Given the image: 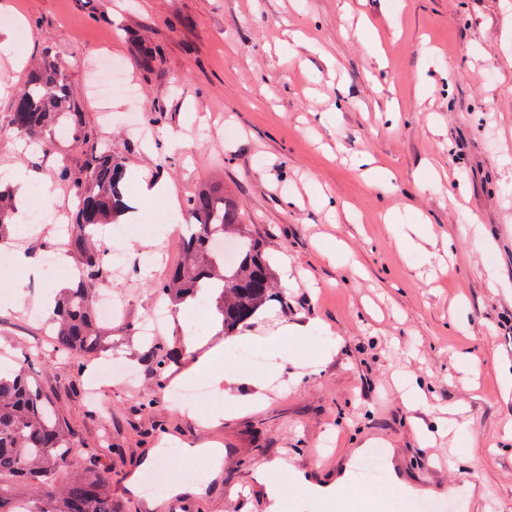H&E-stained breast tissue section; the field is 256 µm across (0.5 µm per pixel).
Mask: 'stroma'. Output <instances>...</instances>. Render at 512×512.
Segmentation results:
<instances>
[{
	"mask_svg": "<svg viewBox=\"0 0 512 512\" xmlns=\"http://www.w3.org/2000/svg\"><path fill=\"white\" fill-rule=\"evenodd\" d=\"M18 26L22 37L0 48V181L21 189L13 224L64 208L61 170L87 160L73 137L44 152L9 125L30 65L50 60L99 146L124 160L135 221L151 227L115 244L127 264L106 287L127 316L110 342L137 379L113 383L102 409L24 316L56 285L41 265L51 233H28L16 251L24 270L0 275L13 298L0 306V363L40 341V381L58 410L89 446L112 445L114 512H332L303 484L342 476L382 512L410 499L512 512V441L502 439L512 398L499 379L512 365V0H0V28ZM101 55L136 90L106 111L84 67ZM358 152L393 173L388 195L353 170ZM145 180L165 196H144ZM211 184L239 204L273 275L287 265L296 278L285 305L262 307L243 329L261 364L225 352L220 368L241 374L216 399L217 419L155 392L143 343L125 332L179 258L187 200ZM390 210L427 217L433 238L397 243ZM333 239L348 252L327 257ZM403 378L426 392L424 409L403 404ZM370 440L411 495L385 502L356 479ZM192 448L202 480L137 497L148 472L182 468Z\"/></svg>",
	"mask_w": 512,
	"mask_h": 512,
	"instance_id": "1",
	"label": "stroma"
}]
</instances>
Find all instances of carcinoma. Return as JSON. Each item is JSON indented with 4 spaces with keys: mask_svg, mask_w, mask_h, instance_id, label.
<instances>
[{
    "mask_svg": "<svg viewBox=\"0 0 512 512\" xmlns=\"http://www.w3.org/2000/svg\"><path fill=\"white\" fill-rule=\"evenodd\" d=\"M11 128L47 151L52 135L67 130L74 139L91 144L84 169L61 171L78 199L76 223L71 225L67 254L75 262L76 282L55 297L49 321L56 352L85 361L108 348L107 333L97 320L95 286L108 272L101 229L119 223L128 210L124 161L92 144L93 133L82 113L71 111L63 69L46 62L35 67L17 94ZM14 195L0 189V242L9 239L7 217ZM192 233L185 237L179 261L158 285L157 294L172 306L210 293L221 315L224 333H233L260 307L275 299L269 264L259 239L222 188L200 190L186 209ZM183 353L151 342L143 361L158 389L168 382L170 367ZM12 374L0 373V512H13V502L28 499L35 512H112V488L102 458L112 445L82 447L67 419L56 409L26 360Z\"/></svg>",
    "mask_w": 512,
    "mask_h": 512,
    "instance_id": "cac0c4a2",
    "label": "carcinoma"
}]
</instances>
